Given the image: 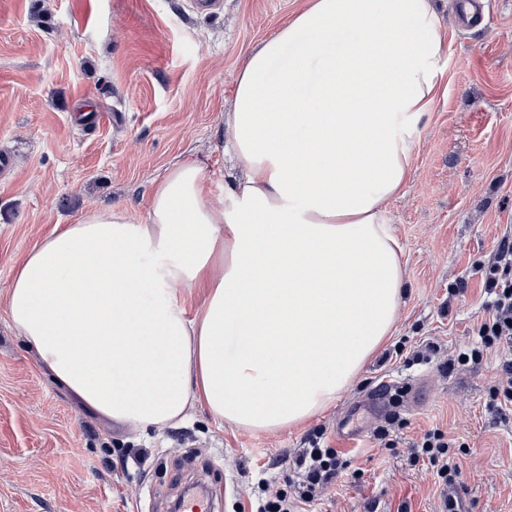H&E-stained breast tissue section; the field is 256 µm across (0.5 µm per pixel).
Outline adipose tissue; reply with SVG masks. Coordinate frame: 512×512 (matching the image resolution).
<instances>
[{
    "instance_id": "1",
    "label": "adipose tissue",
    "mask_w": 512,
    "mask_h": 512,
    "mask_svg": "<svg viewBox=\"0 0 512 512\" xmlns=\"http://www.w3.org/2000/svg\"><path fill=\"white\" fill-rule=\"evenodd\" d=\"M433 0H307L249 55L227 117L241 175L184 162L145 220L93 209L16 264L1 301L40 366L120 427L262 433L328 408L393 335L387 205L446 74Z\"/></svg>"
}]
</instances>
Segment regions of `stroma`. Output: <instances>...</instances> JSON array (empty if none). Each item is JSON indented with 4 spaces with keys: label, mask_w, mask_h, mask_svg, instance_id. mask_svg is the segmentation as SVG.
I'll return each instance as SVG.
<instances>
[{
    "label": "stroma",
    "mask_w": 512,
    "mask_h": 512,
    "mask_svg": "<svg viewBox=\"0 0 512 512\" xmlns=\"http://www.w3.org/2000/svg\"><path fill=\"white\" fill-rule=\"evenodd\" d=\"M446 34L447 89L422 121L411 177L388 204L402 245L397 330L327 409L277 434L215 429L205 410L147 433L112 428L81 410L7 324L3 298L16 261L56 225L90 208L146 216L153 184L198 162L226 194V116L251 49L305 0H0V512H165L169 498L212 484L217 512H238L259 479L282 488L289 457L312 440L350 459L309 512H437L431 466L407 452L439 429L461 447L455 492L467 512H512V410L487 409L502 350L441 369L475 346L490 313L481 273L512 235V0H486L480 29H461L435 0ZM441 351L414 361L426 343ZM420 380L390 425L364 399L381 382ZM354 429L338 437L337 423Z\"/></svg>",
    "instance_id": "obj_1"
}]
</instances>
